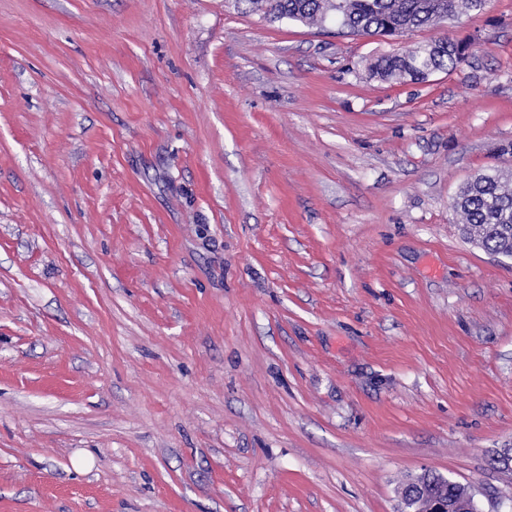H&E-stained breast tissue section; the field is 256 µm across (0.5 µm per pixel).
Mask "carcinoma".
Returning a JSON list of instances; mask_svg holds the SVG:
<instances>
[{"mask_svg": "<svg viewBox=\"0 0 512 512\" xmlns=\"http://www.w3.org/2000/svg\"><path fill=\"white\" fill-rule=\"evenodd\" d=\"M249 9L270 21L288 19L301 24H336L356 36L402 37L435 20L483 10L488 0H243ZM466 45L445 35L430 43L377 58L370 75L393 82L410 78L425 81L448 72L465 58ZM452 207L461 216L460 231L472 243L512 257V172L491 169L462 184ZM457 512H476L460 484L448 486Z\"/></svg>", "mask_w": 512, "mask_h": 512, "instance_id": "obj_1", "label": "carcinoma"}]
</instances>
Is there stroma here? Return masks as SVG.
I'll use <instances>...</instances> for the list:
<instances>
[{
  "instance_id": "obj_1",
  "label": "stroma",
  "mask_w": 512,
  "mask_h": 512,
  "mask_svg": "<svg viewBox=\"0 0 512 512\" xmlns=\"http://www.w3.org/2000/svg\"><path fill=\"white\" fill-rule=\"evenodd\" d=\"M452 72L367 66L443 35ZM512 0L399 40L0 0V512H512ZM511 182V170L479 172L462 184L452 204L462 235L505 257H512ZM428 473L432 474L433 472L425 471L414 476L401 488L395 512H451L448 507L450 498L453 499L456 512H477L476 506L471 504V499L468 502L467 489L457 483L449 485L448 477L437 475L441 486L442 484L448 485L447 498L443 491H438L434 485H421L416 482V479Z\"/></svg>"
}]
</instances>
